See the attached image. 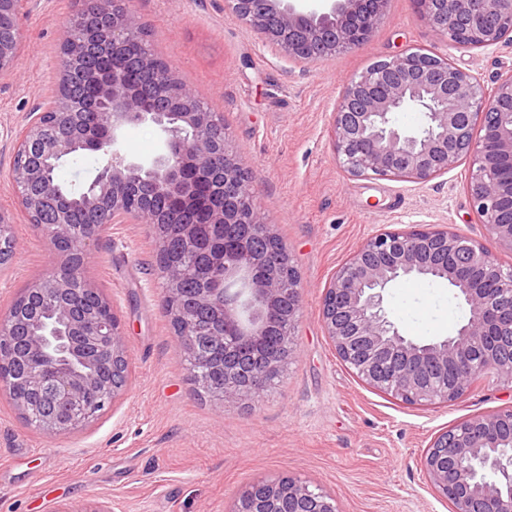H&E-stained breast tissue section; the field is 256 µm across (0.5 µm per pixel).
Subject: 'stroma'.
Masks as SVG:
<instances>
[{
	"mask_svg": "<svg viewBox=\"0 0 512 512\" xmlns=\"http://www.w3.org/2000/svg\"><path fill=\"white\" fill-rule=\"evenodd\" d=\"M151 43L182 81L224 117V134L253 176L261 218L286 243L304 284L295 354L258 401L219 403L199 392L161 309L157 244L141 224H112L85 275L112 304L128 351L129 379L115 403L64 434L31 430L0 388V512H56L61 504H111L112 512H230L250 482L275 474L322 486L341 512H451L431 490L420 458L456 422L512 409V387L478 379L440 405L377 392L340 361L321 322L333 274L384 229L450 227L501 248L475 212L469 162L425 183L353 177L334 153L330 115L348 82L408 48L446 51L486 89L512 75V33L485 48H443L416 0H390L367 44L310 64L289 60L225 7L224 0H136ZM73 0H36L19 20L22 50L0 75V210L16 243L0 267V312L62 257L29 223L10 183L13 132L51 97L61 68L59 33ZM384 305L403 336L454 335L467 307L448 286L411 277Z\"/></svg>",
	"mask_w": 512,
	"mask_h": 512,
	"instance_id": "obj_1",
	"label": "stroma"
}]
</instances>
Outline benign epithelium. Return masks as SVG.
Segmentation results:
<instances>
[{
  "label": "benign epithelium",
  "mask_w": 512,
  "mask_h": 512,
  "mask_svg": "<svg viewBox=\"0 0 512 512\" xmlns=\"http://www.w3.org/2000/svg\"><path fill=\"white\" fill-rule=\"evenodd\" d=\"M232 12L289 59L306 64L369 42L385 21L389 0H327L303 6L297 0H226ZM418 17L438 40L483 48L512 31V0H416ZM110 17L105 35L68 24L59 36L62 59L57 94L14 137L10 182L29 223L62 255L50 274L23 290L0 314V370L23 360L24 374L0 376L14 392L15 406L30 427L64 433L96 417L120 395V369L127 349L112 306L83 273L91 247L110 224H143L158 243V219L142 196L160 195L182 213L184 246H198V225L244 224L246 232L224 257L222 273L180 301V271L158 268L163 310L182 357L204 362L217 342L224 352L222 377H208L205 393L220 403L255 400V381L282 373L294 355L293 335L303 305L304 284L288 247L280 272L262 270L255 239L276 234L261 220L252 176L224 137V120L211 111L172 70L157 68L152 92L127 63L128 50L144 31L133 0H92ZM34 0H0V21H18ZM98 43L106 62L90 76L93 92L72 90L76 60ZM22 36L0 38V74L14 71ZM407 107L424 112L416 133L395 126L393 114ZM512 76L485 92L481 80L435 51L412 48L379 59L352 79L331 113L336 155L354 177H400L427 182L470 160L473 206L490 235L512 251ZM150 123L160 137L154 156L132 161L121 153L122 131ZM95 154L103 165L89 184L75 187L55 170L75 154ZM56 197L51 223L42 221L46 197ZM76 203L99 209L92 224H74ZM12 220L0 211V252L12 257ZM420 277L448 285L468 309L456 333L426 342L403 336L382 306L396 281ZM93 298L88 303L87 298ZM210 315L198 330L197 312ZM327 338L348 369L370 388L409 404H449L462 397L478 374L512 385V268L482 243L448 228L384 230L368 238L332 277L322 301ZM280 343L260 351L272 330ZM460 371L448 377L444 369ZM512 409L463 419L438 435L421 465L432 489L453 512H512ZM230 512H339L336 497L318 485L278 475L247 485Z\"/></svg>",
  "instance_id": "obj_1"
}]
</instances>
